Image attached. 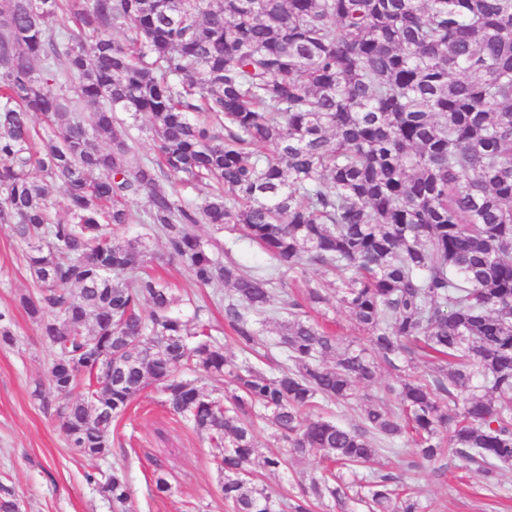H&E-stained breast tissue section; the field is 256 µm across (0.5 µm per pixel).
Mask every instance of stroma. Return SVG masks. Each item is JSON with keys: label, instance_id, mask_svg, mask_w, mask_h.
Segmentation results:
<instances>
[{"label": "stroma", "instance_id": "obj_1", "mask_svg": "<svg viewBox=\"0 0 512 512\" xmlns=\"http://www.w3.org/2000/svg\"><path fill=\"white\" fill-rule=\"evenodd\" d=\"M151 249V267L177 295L205 306L206 319L223 329L226 287L194 285L183 268L166 263L162 239L153 238ZM32 288L20 247L9 229L0 227V310L10 313L13 332L12 344H0V484L13 491L22 512H111L85 476L115 462L127 468L135 512H230L217 491L215 448L169 414L155 389L145 390L114 426L110 459L71 453L53 416L31 396L36 381L45 379L49 360L37 324L20 304ZM382 460L406 474L431 512H512V467L498 473L497 488L490 491L477 468H462L458 461L415 466L404 438ZM157 470L171 485L160 498L150 494Z\"/></svg>", "mask_w": 512, "mask_h": 512}]
</instances>
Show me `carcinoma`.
I'll list each match as a JSON object with an SVG mask.
<instances>
[{"label":"carcinoma","mask_w":512,"mask_h":512,"mask_svg":"<svg viewBox=\"0 0 512 512\" xmlns=\"http://www.w3.org/2000/svg\"><path fill=\"white\" fill-rule=\"evenodd\" d=\"M121 113L148 116L155 154ZM200 185L201 202L182 196ZM133 223L195 285L230 286L240 356L144 269L150 238L121 235ZM200 224L274 266L238 264ZM0 225L23 247L21 304L50 351L32 397L77 456H107L113 424L155 387L218 448L233 512H424L373 467L405 435L422 464L446 455L488 483L512 466V0H0ZM282 267L335 280L296 295ZM333 303L361 337L309 317ZM276 316L283 360L266 370L252 358ZM383 370L398 387L360 390ZM353 403L356 424L324 412ZM257 420L285 448L267 470L319 460L291 500L257 481ZM86 481L134 512L124 467Z\"/></svg>","instance_id":"cac0c4a2"}]
</instances>
